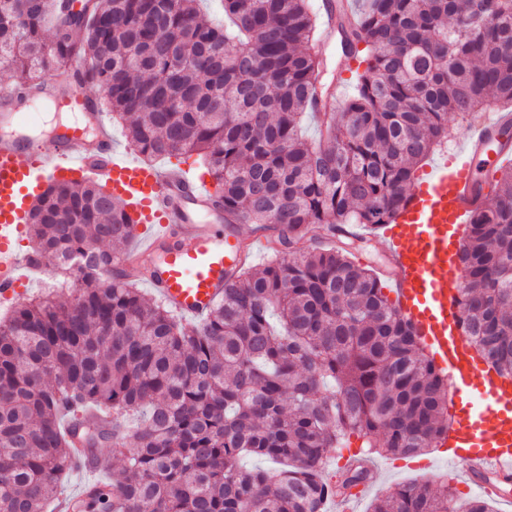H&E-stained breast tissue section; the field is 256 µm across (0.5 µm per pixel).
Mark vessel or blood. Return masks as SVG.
Masks as SVG:
<instances>
[{
  "instance_id": "b4317fda",
  "label": "vessel or blood",
  "mask_w": 512,
  "mask_h": 512,
  "mask_svg": "<svg viewBox=\"0 0 512 512\" xmlns=\"http://www.w3.org/2000/svg\"><path fill=\"white\" fill-rule=\"evenodd\" d=\"M82 66L67 85L43 97L76 113L78 122L55 131L50 147L19 133V93L0 87V298L20 295L22 269L47 267V259L23 252L21 238L35 197L48 184L101 177L132 219L137 248L124 259L150 262L146 283L186 320L206 316L231 276L250 257L237 232L220 230L223 211L212 205L215 184L147 166L119 152L98 96L86 90ZM512 114L482 115L450 159L418 184L407 208L383 225V270L396 308L412 322L434 362L455 387V426L444 442L450 461L486 495L501 497L512 482V381L483 367L462 330L460 295L451 286L469 213L481 199L477 163Z\"/></svg>"
}]
</instances>
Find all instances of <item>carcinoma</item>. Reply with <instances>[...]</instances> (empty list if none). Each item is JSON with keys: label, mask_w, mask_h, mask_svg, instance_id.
<instances>
[{"label": "carcinoma", "mask_w": 512, "mask_h": 512, "mask_svg": "<svg viewBox=\"0 0 512 512\" xmlns=\"http://www.w3.org/2000/svg\"><path fill=\"white\" fill-rule=\"evenodd\" d=\"M0 0V61L42 87L86 67L143 160L196 155L224 223L269 233L273 258L239 270L188 327L132 287L112 245L123 204L96 180L49 185L31 205L30 249L60 288L0 321V512H50L78 441L104 474L75 512H328L366 484L358 462L327 476L353 435L364 457L412 458L448 432V383L381 277L320 247L339 224H390L415 171L471 121L512 107V0H338L345 54L365 45L354 94L300 134L313 91L336 100L315 50L310 0ZM482 195L460 243L470 341L512 376V166ZM242 455L277 469L246 468ZM372 512L462 510L448 480L397 484Z\"/></svg>", "instance_id": "cac0c4a2"}]
</instances>
